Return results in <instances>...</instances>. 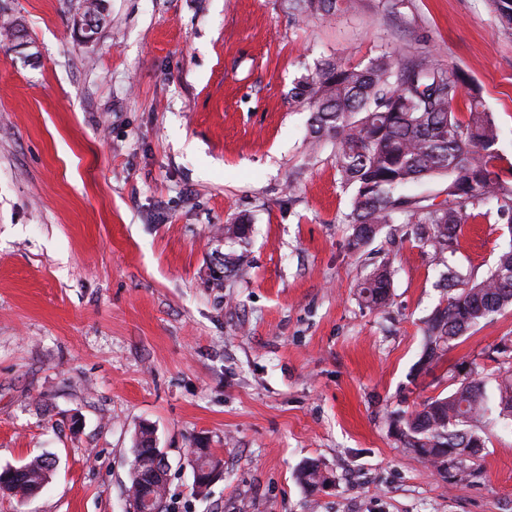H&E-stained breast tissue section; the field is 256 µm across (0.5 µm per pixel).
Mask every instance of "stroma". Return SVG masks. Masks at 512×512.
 <instances>
[{"label": "stroma", "mask_w": 512, "mask_h": 512, "mask_svg": "<svg viewBox=\"0 0 512 512\" xmlns=\"http://www.w3.org/2000/svg\"><path fill=\"white\" fill-rule=\"evenodd\" d=\"M79 3L0 0L37 50L0 40V468L56 461L0 512H125L144 426L171 465L167 512H512L504 421L463 485L388 425L512 339V310L416 371L439 271L402 224L349 250L351 191L289 97L327 57L426 52L482 87L512 160V30L490 0L324 19L287 0H106L89 43ZM240 218L241 266L214 282ZM511 244L471 220L449 262L481 276ZM386 258L392 303L372 312L357 286ZM201 445L224 463L203 496ZM309 460L330 478L315 492L296 479Z\"/></svg>", "instance_id": "obj_1"}]
</instances>
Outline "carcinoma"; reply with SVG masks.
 <instances>
[{"mask_svg": "<svg viewBox=\"0 0 512 512\" xmlns=\"http://www.w3.org/2000/svg\"><path fill=\"white\" fill-rule=\"evenodd\" d=\"M492 3L501 25L512 29V0ZM359 5L360 0H288L292 12L321 18ZM289 96L310 109L312 138L331 142L336 174L352 189L342 219L349 226V249L359 252L385 228L406 224L418 247L447 268L442 277L448 295L427 321L417 370L430 368L461 337L512 308V244L479 280L449 264L469 219L512 224V161L502 166L499 127L479 84L424 57L384 52L364 66L328 57L316 72L294 82ZM461 102L464 112L455 109ZM433 182L441 184L439 202L436 196L405 193L410 185ZM251 231L242 221L226 224L224 241L239 245ZM391 290L392 271L384 264L360 282L358 297L367 309L381 311ZM492 361L498 363L493 370L472 362L469 375L448 395L390 415V430L404 447L446 480L478 457L492 411L512 420V354ZM491 380L498 390L494 405L487 393ZM52 467L50 458L36 456L4 485L14 496L27 497ZM297 478L312 491L328 482L314 461L304 464ZM165 487L159 479L147 489L130 477L131 505L139 509L152 496L153 507L162 509Z\"/></svg>", "mask_w": 512, "mask_h": 512, "instance_id": "1", "label": "carcinoma"}]
</instances>
